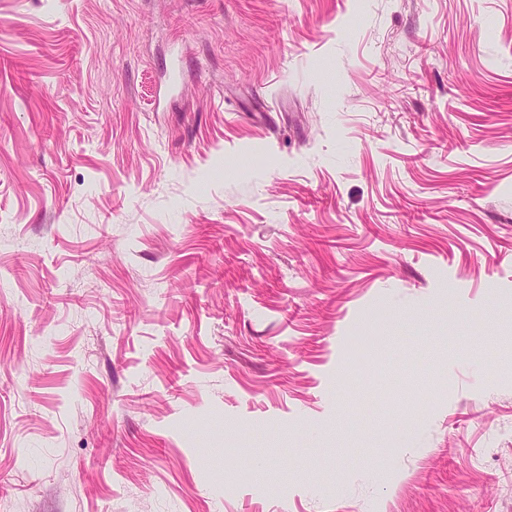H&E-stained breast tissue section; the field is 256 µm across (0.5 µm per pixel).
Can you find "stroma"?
Returning a JSON list of instances; mask_svg holds the SVG:
<instances>
[{
    "label": "stroma",
    "mask_w": 512,
    "mask_h": 512,
    "mask_svg": "<svg viewBox=\"0 0 512 512\" xmlns=\"http://www.w3.org/2000/svg\"><path fill=\"white\" fill-rule=\"evenodd\" d=\"M0 512H512V0H0Z\"/></svg>",
    "instance_id": "35a3bbf8"
}]
</instances>
